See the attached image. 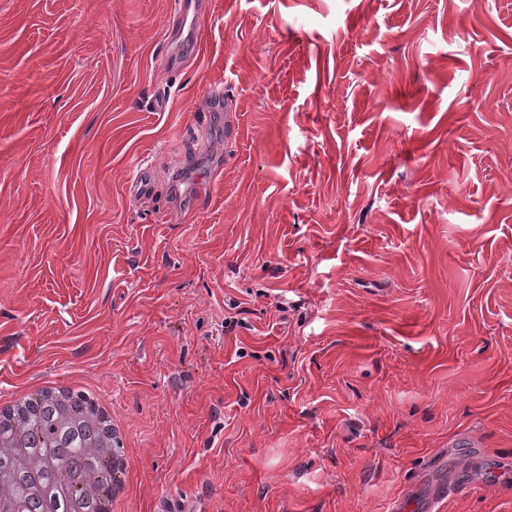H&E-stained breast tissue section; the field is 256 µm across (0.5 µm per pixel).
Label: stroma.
I'll return each mask as SVG.
<instances>
[{
  "instance_id": "stroma-1",
  "label": "stroma",
  "mask_w": 512,
  "mask_h": 512,
  "mask_svg": "<svg viewBox=\"0 0 512 512\" xmlns=\"http://www.w3.org/2000/svg\"><path fill=\"white\" fill-rule=\"evenodd\" d=\"M173 2L0 0V389L111 402L122 512H512V0ZM179 16L180 24L172 29L166 41L172 48L171 57L176 62L190 61L198 57V20L206 9L203 0H178L174 2Z\"/></svg>"
}]
</instances>
